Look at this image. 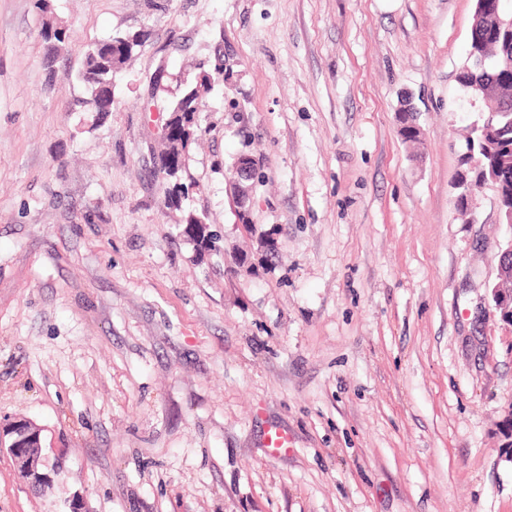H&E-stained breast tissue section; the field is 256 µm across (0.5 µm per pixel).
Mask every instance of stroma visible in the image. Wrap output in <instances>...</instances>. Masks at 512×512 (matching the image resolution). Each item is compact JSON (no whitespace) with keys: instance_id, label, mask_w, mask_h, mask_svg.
Masks as SVG:
<instances>
[{"instance_id":"stroma-1","label":"stroma","mask_w":512,"mask_h":512,"mask_svg":"<svg viewBox=\"0 0 512 512\" xmlns=\"http://www.w3.org/2000/svg\"><path fill=\"white\" fill-rule=\"evenodd\" d=\"M51 8L76 32L52 85L36 0H0V421L42 427L63 468L37 496L0 450V512H512L505 227L489 185L478 223L454 203L475 0ZM134 31L96 118L84 53ZM218 55L182 171L219 237L201 261L151 172L163 108ZM257 170L256 159L251 154H240L234 163L230 178L231 189L237 207L239 219L244 220L250 200L251 184ZM498 257L497 273L493 282V288H491V300L494 309L500 311L501 318L512 324V272L511 287L508 288L504 285L508 267L503 263V259L506 257L512 260V237L507 244L500 248Z\"/></svg>"}]
</instances>
